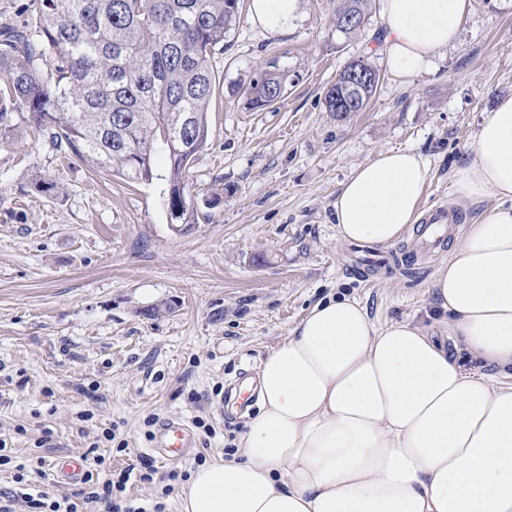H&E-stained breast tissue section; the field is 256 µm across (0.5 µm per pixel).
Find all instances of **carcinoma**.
Instances as JSON below:
<instances>
[{"mask_svg": "<svg viewBox=\"0 0 512 512\" xmlns=\"http://www.w3.org/2000/svg\"><path fill=\"white\" fill-rule=\"evenodd\" d=\"M244 0H29L31 21L0 22V100L18 110L0 123L6 144L21 125L55 150L136 183L163 181L173 224L196 223L189 168L208 146L215 89L211 57L224 48ZM374 0H336L330 23L351 37ZM356 90V111L375 95L379 71ZM287 73L271 63L246 89L253 109L279 102ZM168 159L165 173L155 156Z\"/></svg>", "mask_w": 512, "mask_h": 512, "instance_id": "obj_1", "label": "carcinoma"}]
</instances>
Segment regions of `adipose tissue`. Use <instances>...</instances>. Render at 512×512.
Listing matches in <instances>:
<instances>
[{"label":"adipose tissue","mask_w":512,"mask_h":512,"mask_svg":"<svg viewBox=\"0 0 512 512\" xmlns=\"http://www.w3.org/2000/svg\"><path fill=\"white\" fill-rule=\"evenodd\" d=\"M469 0H383L385 53L411 77L456 41ZM455 173L483 213L430 285L432 324L373 322L356 299L315 304L261 363L243 443L194 470L183 512H512V98ZM429 165L381 150L333 203L339 238L396 243Z\"/></svg>","instance_id":"ef3b65f1"}]
</instances>
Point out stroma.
<instances>
[{
  "label": "stroma",
  "instance_id": "1",
  "mask_svg": "<svg viewBox=\"0 0 512 512\" xmlns=\"http://www.w3.org/2000/svg\"><path fill=\"white\" fill-rule=\"evenodd\" d=\"M381 10L349 39L330 24L331 0H300L274 34L239 12L212 59L209 141L190 169L204 205L187 230L171 228L159 183L127 185L23 128L0 144V441L14 461L1 490L22 463L46 472L34 491L71 493L77 483L53 469L70 456L104 458L109 478L149 455L151 414L184 421L195 439L159 472L223 457L245 431L244 417L218 410L225 387L257 374L317 302L357 299L378 323L433 315L429 285L447 245L420 258L411 231L385 247L392 264L357 267L333 202L377 151L411 149L430 166L421 210L480 216L482 205L456 207L453 177L512 97V0H471L456 41L407 79L382 51ZM359 56L380 73L374 98L363 112L327 111V90ZM272 60L288 74L285 95L249 109L242 92ZM43 174L53 191L33 188ZM107 428L123 447L102 442Z\"/></svg>",
  "mask_w": 512,
  "mask_h": 512
}]
</instances>
